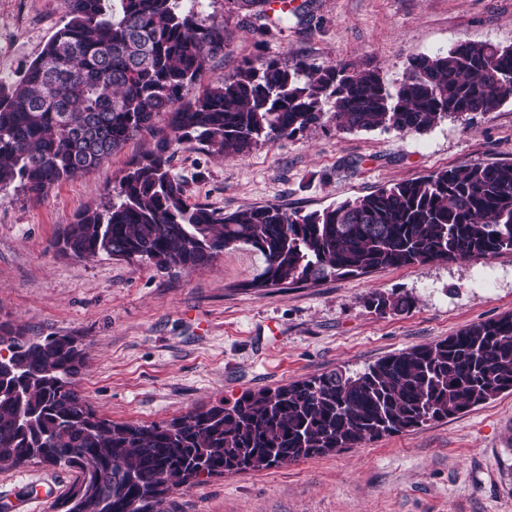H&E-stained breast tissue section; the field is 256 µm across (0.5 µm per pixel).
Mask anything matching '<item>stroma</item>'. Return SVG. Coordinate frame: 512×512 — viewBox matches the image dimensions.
<instances>
[{"mask_svg":"<svg viewBox=\"0 0 512 512\" xmlns=\"http://www.w3.org/2000/svg\"><path fill=\"white\" fill-rule=\"evenodd\" d=\"M197 12L227 24L221 59L185 91L195 98L247 61L303 60L378 67L400 82L411 58L461 41L512 47V0H314L302 23L257 31L230 0H198ZM62 0H0V88L10 89L64 21ZM136 137L96 171L0 201V322L30 336L80 337L87 362L79 394L117 422L161 423L342 368L364 370L401 350L444 339L473 322L512 312V252L455 263L380 269L316 285L251 289L264 259L225 249L197 270H160L106 255L77 258L55 241L76 214L104 204L132 157ZM512 163V100L473 123L446 119L423 134L340 131L332 124L222 158L192 144L172 174L191 202L231 213L277 204L304 213L453 165ZM491 289L473 287L479 265ZM416 300L410 312L365 309L372 291ZM74 472L31 463L0 469V500L28 484ZM163 512H512V393L455 418L354 448L259 471L214 476L172 489Z\"/></svg>","mask_w":512,"mask_h":512,"instance_id":"obj_1","label":"stroma"}]
</instances>
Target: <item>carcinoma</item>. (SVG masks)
<instances>
[{
	"label": "carcinoma",
	"instance_id": "cac0c4a2",
	"mask_svg": "<svg viewBox=\"0 0 512 512\" xmlns=\"http://www.w3.org/2000/svg\"><path fill=\"white\" fill-rule=\"evenodd\" d=\"M66 20L19 81L0 92V198H39L86 175L147 134L100 208L76 215L56 246L158 269H195L247 244L264 258L248 287L286 288L384 268L512 251V163L450 166L302 214L275 204L231 213L189 202L170 172L196 143L235 158L326 122L342 131L422 133L468 122L512 98V47L461 42L413 58L388 85L380 70L270 59L244 63L192 101L183 91L224 56V23L179 0H63ZM267 31L268 0H232ZM168 115L160 127L157 118ZM364 306L408 312L406 293L373 291ZM0 469L29 463L76 472L58 512H159L167 492L204 477L324 456L461 415L512 392V313L390 355L357 373L336 369L169 422H113L75 389L86 353L74 336H25L0 323Z\"/></svg>",
	"mask_w": 512,
	"mask_h": 512
}]
</instances>
